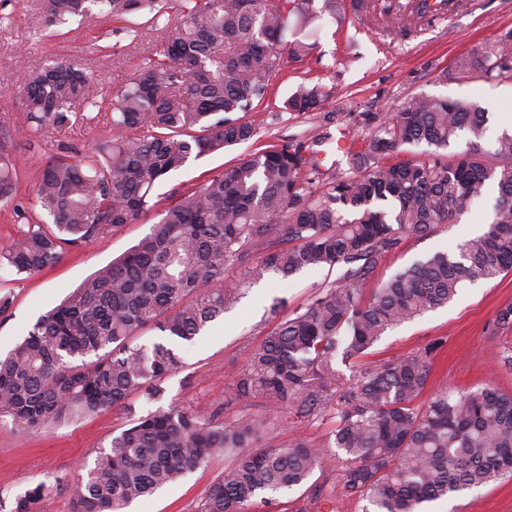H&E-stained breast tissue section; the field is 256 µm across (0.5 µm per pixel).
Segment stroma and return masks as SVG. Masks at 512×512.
Returning <instances> with one entry per match:
<instances>
[{
  "instance_id": "35a3bbf8",
  "label": "stroma",
  "mask_w": 512,
  "mask_h": 512,
  "mask_svg": "<svg viewBox=\"0 0 512 512\" xmlns=\"http://www.w3.org/2000/svg\"><path fill=\"white\" fill-rule=\"evenodd\" d=\"M512 27V0H462L449 14L421 19L367 18L363 22L327 24L310 61L312 76L332 87L333 102L325 109L294 119L281 111L293 90L297 74L283 71L273 81L266 111L250 113L258 128L256 137L219 154L205 155L166 175L155 190L156 199L168 203L187 190L222 172L245 154L267 148L292 135L321 141L323 164L332 173L348 170V159L337 150L340 135L359 128L353 117L337 114L338 102H357L373 112L410 94L476 100L492 114L490 128L512 120V82L488 83L476 76L442 85L436 72L452 67L455 57L481 50L503 29ZM52 37L44 23L41 0H0V126L24 122L19 88L25 71L73 58L89 70L106 92L94 120H78L52 136L50 143L34 148L16 145L19 191L14 200L0 203V252L7 250L30 222L45 221L36 203L39 167L58 145L79 151L108 134L109 101L149 58L160 32L148 16L133 14L125 20L106 21L97 13L74 16L58 23ZM331 141H323V134ZM498 195L495 181H487L480 196L453 223L439 225L429 236L410 237L389 254L365 279V293L412 263L438 251H448L482 234L494 218ZM161 218L153 209L131 224L113 228L104 239L68 249L61 260L39 275L24 278L0 267V295L10 294L12 306L0 315V353L25 336L31 325L57 306L89 275L136 245ZM342 269H307L289 278L269 273L250 288L240 303L224 317L210 323L203 336L182 350L183 364L164 382L162 399L147 400L133 394L129 408L110 407L89 419L28 433L11 423H0V504L41 482L52 491L40 502L39 512H70L71 493L81 479L80 465L92 460L98 448L128 425L131 414H145L172 406H186L204 416L228 422L245 414H265L269 406L257 398L249 403L233 400L235 383L251 354L267 332L284 320L271 313L274 299L284 297L289 308L304 306L319 293L336 285ZM512 305V272L493 280L478 279L462 288L448 306L424 314L388 332L357 365H339L343 386H351L361 369L419 353L432 340L443 345L432 361L428 393L445 389L475 391L493 385L512 392V369L499 363L504 346H512V329L496 331L500 309ZM271 439L260 446H288L304 438L325 442L335 426L330 416L295 427L283 416L273 418ZM227 453L211 456L201 466L165 485L154 494L135 500L124 512H200L212 484L230 467ZM342 460L327 452L308 482L294 490L268 494L255 502L252 512H364L362 502L339 495L337 480ZM426 512H512V479L474 488L445 500L426 504Z\"/></svg>"
}]
</instances>
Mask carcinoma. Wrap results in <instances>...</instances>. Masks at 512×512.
Returning <instances> with one entry per match:
<instances>
[{"label": "carcinoma", "instance_id": "1", "mask_svg": "<svg viewBox=\"0 0 512 512\" xmlns=\"http://www.w3.org/2000/svg\"><path fill=\"white\" fill-rule=\"evenodd\" d=\"M159 19L164 0H42L47 25L88 13ZM178 20L161 27L147 59L112 103L109 137L84 153L48 156L36 200L52 223H37L0 252V266L36 275L65 247L108 236L153 209L154 190L192 158L247 143V114L269 103L272 80L313 57L322 21L354 19L373 0H173ZM476 74L512 78V28L478 53L458 56L435 80ZM99 96L86 68L54 65L25 73L22 106L35 133L66 127ZM331 91L306 78L282 109L300 118ZM366 132L350 139L351 170L324 177L313 147L294 139L257 150L170 203L150 232L87 277L0 357V418L25 432L51 430L125 404L140 392L163 397L181 367L179 348L267 273L352 265L344 282L315 296L270 331L252 354L235 398H263L304 424L326 412L327 442L250 446L271 422L243 415L217 424L187 408L141 415L96 453L77 483L71 512H120L176 480L213 453H234L202 512H249L267 493L304 485L331 448L342 455L343 497L365 512H420L425 502L512 476V393L426 391L437 339L415 355L359 374L335 403L336 361L354 364L389 330L448 305L467 281L512 271V133L486 141L489 113L476 101L413 94L387 112H360ZM17 134L0 128V202L18 192ZM430 147L399 160L405 146ZM455 148L451 154L446 153ZM496 181V216L455 252L439 251L397 272L362 298L361 282L409 236H425L468 211ZM288 246H281V242ZM265 247L262 261L251 255ZM239 266L238 281L224 271ZM158 337L132 344L141 330ZM41 482L11 512H37Z\"/></svg>", "mask_w": 512, "mask_h": 512}]
</instances>
